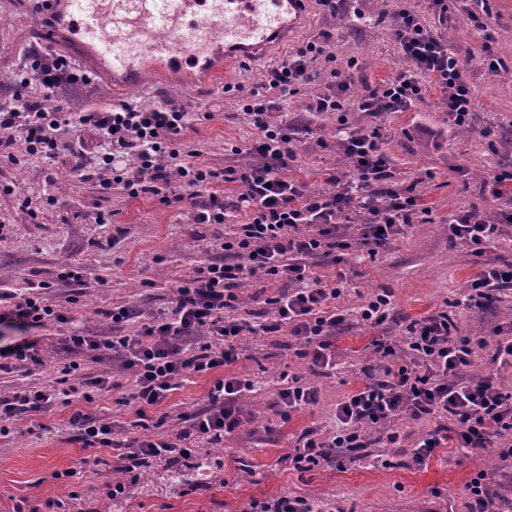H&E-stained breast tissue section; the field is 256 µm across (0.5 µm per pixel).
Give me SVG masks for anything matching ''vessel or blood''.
I'll return each instance as SVG.
<instances>
[{
  "label": "vessel or blood",
  "mask_w": 512,
  "mask_h": 512,
  "mask_svg": "<svg viewBox=\"0 0 512 512\" xmlns=\"http://www.w3.org/2000/svg\"><path fill=\"white\" fill-rule=\"evenodd\" d=\"M39 40L64 44L88 74L140 84L144 64L164 75L209 63H258L302 26L308 0H29ZM110 34L100 37L102 23Z\"/></svg>",
  "instance_id": "1"
}]
</instances>
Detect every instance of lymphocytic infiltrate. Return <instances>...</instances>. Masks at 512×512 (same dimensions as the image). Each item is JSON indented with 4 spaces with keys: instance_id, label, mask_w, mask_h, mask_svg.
I'll list each match as a JSON object with an SVG mask.
<instances>
[{
    "instance_id": "lymphocytic-infiltrate-1",
    "label": "lymphocytic infiltrate",
    "mask_w": 512,
    "mask_h": 512,
    "mask_svg": "<svg viewBox=\"0 0 512 512\" xmlns=\"http://www.w3.org/2000/svg\"><path fill=\"white\" fill-rule=\"evenodd\" d=\"M395 39L405 61L402 69L381 87L368 90L357 103L375 117L403 112L438 90L450 122L469 125L474 108L471 83L464 77L465 61L441 33L420 14L400 12ZM333 60L330 43L308 41L267 68L261 83L242 99V108L257 130L256 139L241 147L249 163L216 170L189 159H179L172 144L189 125L187 112L164 104L145 108L123 102L100 111L80 113L78 127L94 131L101 152L96 164L77 168L79 180L94 181L108 190L118 185L129 197L149 194L167 208L186 206L195 224H220L227 209L245 212L248 220L225 236L221 259L201 263L192 278L173 287L166 310L141 318L136 307L119 306L107 313L112 334L82 330L66 337L72 352L102 364L92 372L76 361L47 365L36 341L26 340L0 348V371L20 365L25 372L47 370L50 378L37 389L0 394V423L26 414L51 411L59 395L80 394L85 402L116 391L120 404L130 407L141 433L128 437L124 423L73 410L67 427L83 449L112 454L119 479L106 485L113 501L127 500L141 472L158 462L199 454L222 443L248 422L244 397L254 381L237 371L244 336L287 331L308 358L314 374L325 376L334 365L333 339L345 323V314L330 309L331 300L346 282L345 255L360 248L368 255L391 249L405 226L431 222L432 210L411 187L386 189L383 200L359 197V190L392 179L390 163L379 146L374 127H361L340 139L339 147L350 169L333 176L332 192L308 190L287 172L297 159L300 139L297 124L281 118L277 97L295 93L312 79L310 66L318 59ZM17 76L21 87L37 86L38 94L0 104V159L12 161L15 134L24 135L33 152L47 162L57 157V134L69 120L59 111L46 110L45 97L66 86L88 84L86 73L66 59L35 51ZM135 155L136 174L120 175L119 158ZM239 186L233 199L216 191L218 183ZM497 201L495 215L477 208L455 211L448 218V238L462 243L480 264L469 281L466 301L481 310L492 305L499 287L512 284V264L489 260L504 225L512 223V171L498 170L487 180ZM368 217L358 241H351L338 222L354 207ZM332 257L334 276L316 274L314 260ZM282 280L288 287L265 298L273 320L258 326L235 319L236 289L250 276ZM0 319L24 328L47 322L69 323L63 311L42 304L38 296L16 298ZM405 344L410 358L398 355L397 344L382 336L372 342L380 361L377 376L353 389L336 406V430L322 434L309 428L299 435L288 458L297 471L306 472L347 456L350 449L366 447L369 432L385 433L396 442L391 425L399 419L452 418L453 428L434 429L414 442L409 454L422 464L435 448L449 445L475 454L491 452L512 463V392L499 383L494 371L467 376L478 350L491 348L490 360L512 366V327L498 328L495 343L481 336H463L447 313L438 312L412 321ZM213 376L203 408L179 417L177 432L165 431L164 418L152 411L176 392L187 376ZM129 377L131 389L121 379Z\"/></svg>"
}]
</instances>
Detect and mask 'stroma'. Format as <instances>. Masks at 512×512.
<instances>
[{"label":"stroma","instance_id":"1","mask_svg":"<svg viewBox=\"0 0 512 512\" xmlns=\"http://www.w3.org/2000/svg\"><path fill=\"white\" fill-rule=\"evenodd\" d=\"M22 2L0 0V103L11 99L10 76L32 48L27 35L36 19L24 12ZM404 8L421 13L428 25L438 23L423 0H347L333 16L313 2L306 26L275 52L283 57L328 33L336 55L332 63L318 60L314 80L280 100L283 112L307 119L313 129L290 176L310 191L327 192L330 177L349 165L335 146L337 115L309 110L313 97L336 78L350 85L343 95L350 127H378L395 184L413 186L432 209V222L405 228L392 249L373 257L356 252L345 267L347 285L336 308L353 315L374 294L387 291L392 302L387 320L371 327L351 318L337 331L336 366L330 376L317 379V403L288 421L281 420L274 407L276 379L285 370L307 375V362L288 347L285 333L246 337L237 369L252 375L258 385L245 400L251 422L224 442L223 482L188 495L137 492L127 512H244L251 499L280 495L312 499L321 512H466L463 488L476 472L493 473L492 494L512 486V467L493 453L474 456L438 448L418 466L402 449L388 447L374 434L367 447L354 450V462L342 468L325 464L300 473L284 461L294 453L304 429H331L337 404L363 382L366 370L377 365L374 338L402 341L411 321L436 311L448 312L461 334L491 342L497 326L512 323V286L502 287L498 301L486 310L466 306V286L479 265L464 246L449 241L446 224L449 213L458 209L493 211L495 202L485 180L495 170L512 169V0H490L486 31H477L461 11L446 30L466 59L474 86V129L465 135L451 124L435 90L407 111L376 119L357 109L356 99L365 86L383 84L403 65L394 38V15ZM487 40L509 66L496 78L482 76L477 67L478 52ZM265 71L262 64L243 65L208 85L199 79L162 82L149 72L134 93L106 84L69 87L52 104L73 114L130 99L146 107L181 101L191 119L180 136L182 145L198 149L203 164L222 169L240 162L233 146L256 136L238 100L240 91L258 84ZM14 154L17 164L0 168V185L14 189L10 195L0 193V222L5 225L0 231V286L24 295L39 284L49 304L70 309L71 323L36 331L40 349L56 362L66 360L64 339L73 329L107 330L105 313L114 306L128 304L147 315L167 307L171 285L207 260V247L223 235L226 225L247 220L235 212L223 226L192 224L152 197L131 199L118 189L106 191L93 182L75 181L67 161L49 171L29 154L23 138L15 139ZM51 194L57 203H48ZM23 199L29 200V210L20 208ZM102 211L113 214V223H97ZM67 264L85 268L84 283L58 282L57 275ZM282 287V282L257 276L243 280L235 317L257 323L263 299ZM209 385L207 378H190L159 406L167 429L176 428L180 414L203 406ZM69 414V407L59 405L41 421H14L8 433L0 435V512H12L21 499L38 506L39 512H54L47 500L67 498L73 491L79 492L85 512H101L112 467L85 463V451L62 430ZM68 468L78 471L76 483L54 479V472Z\"/></svg>","mask_w":512,"mask_h":512}]
</instances>
